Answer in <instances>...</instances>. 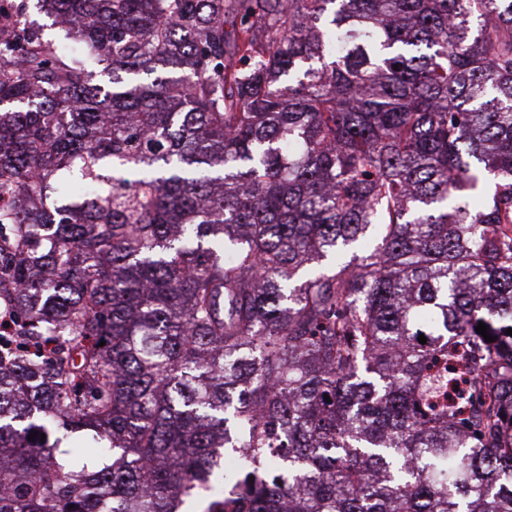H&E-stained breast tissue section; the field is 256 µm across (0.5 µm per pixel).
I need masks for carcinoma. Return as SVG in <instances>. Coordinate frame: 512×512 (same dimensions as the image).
Wrapping results in <instances>:
<instances>
[{"label": "carcinoma", "instance_id": "1", "mask_svg": "<svg viewBox=\"0 0 512 512\" xmlns=\"http://www.w3.org/2000/svg\"><path fill=\"white\" fill-rule=\"evenodd\" d=\"M7 2L0 512H512V0Z\"/></svg>", "mask_w": 512, "mask_h": 512}]
</instances>
